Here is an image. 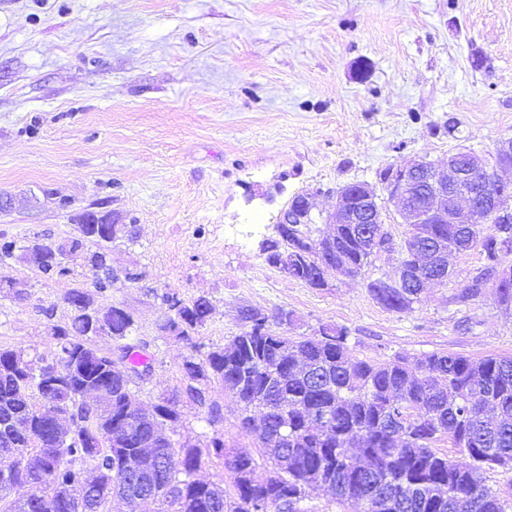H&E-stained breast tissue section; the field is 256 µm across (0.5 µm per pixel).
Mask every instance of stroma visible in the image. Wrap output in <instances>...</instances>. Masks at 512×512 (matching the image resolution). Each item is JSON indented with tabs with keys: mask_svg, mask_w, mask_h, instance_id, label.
Returning a JSON list of instances; mask_svg holds the SVG:
<instances>
[{
	"mask_svg": "<svg viewBox=\"0 0 512 512\" xmlns=\"http://www.w3.org/2000/svg\"><path fill=\"white\" fill-rule=\"evenodd\" d=\"M510 136L512 0H0V238L60 242L86 212L123 223L115 280L94 300L132 314L152 364L134 398L178 395L173 429L193 443L209 426L183 364L240 334L248 311L291 314L294 336L344 329L359 359L512 356L496 288L459 299L487 265L480 251L451 256L455 276L408 313L366 288L394 261L314 289L262 251L295 195L328 214L341 187L377 184L402 159L487 155ZM0 279L14 282L0 290V347L43 352L91 271L77 259L47 279L13 261ZM169 292L212 304L194 344L158 330ZM206 400L227 447L255 452L220 379Z\"/></svg>",
	"mask_w": 512,
	"mask_h": 512,
	"instance_id": "1",
	"label": "stroma"
}]
</instances>
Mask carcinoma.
<instances>
[{
    "mask_svg": "<svg viewBox=\"0 0 512 512\" xmlns=\"http://www.w3.org/2000/svg\"><path fill=\"white\" fill-rule=\"evenodd\" d=\"M276 230L278 238L263 245L267 262L276 267L288 259L290 277L311 288L327 287L331 276L356 277L372 262L360 224L338 225L336 238L324 240L320 253L309 246L311 228L278 224ZM87 241L98 246L89 257L92 287L104 292L111 283L108 240L81 224L65 246L76 253ZM433 241L478 249L488 261L486 273L472 279L462 298L477 296L495 276L502 251L488 230L436 224ZM40 249L36 241L0 242V263L15 258L47 278L65 271L38 257ZM367 290L382 307L402 313L413 310L422 288L416 282L385 288L376 278ZM70 294V316L55 326L48 353L0 348V512H109L112 497H124L121 486L128 479L151 495L157 512H281V502L291 497L305 502L320 488L342 506L370 499L378 505L373 512H505L484 473L512 465V357L475 359L436 351L412 361L396 356L378 363L352 358L341 328L324 326L312 336L294 337L284 330L293 325L291 315L247 313V329L204 359L185 361L184 375L192 381L189 396L201 406L210 378L224 382L242 409L239 429L254 439L258 456L226 448L224 431L215 428L219 409L211 404L206 406L212 432L203 445L170 441L146 476L131 467L135 444H89L99 417L83 403V386L111 389V424L131 399V381L109 375L107 360L97 356L91 295L82 288ZM163 300L173 316L159 332L196 346L192 334L209 320L210 300L187 301L176 293ZM97 312L118 348L130 358L141 353L144 345L129 342L130 312L114 304ZM65 354L78 357L82 369L53 385L44 383L43 372ZM57 404L81 421L65 444L41 429ZM154 410L163 423L181 418L175 396ZM445 434L456 448L453 457L433 448ZM213 458L222 461L230 488L195 478ZM265 463L266 476L256 478ZM88 468L99 472L103 495L91 504L63 496L61 489Z\"/></svg>",
    "mask_w": 512,
    "mask_h": 512,
    "instance_id": "1",
    "label": "carcinoma"
}]
</instances>
